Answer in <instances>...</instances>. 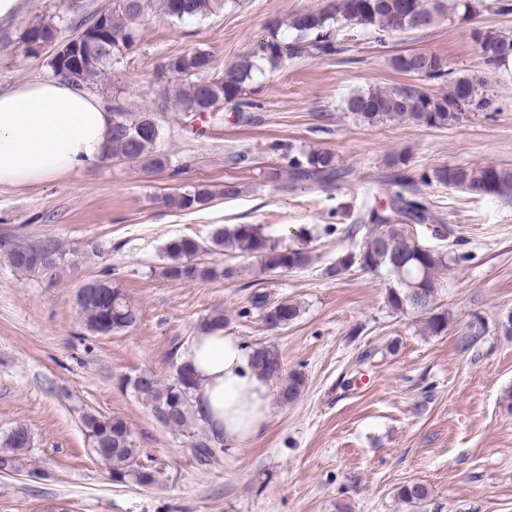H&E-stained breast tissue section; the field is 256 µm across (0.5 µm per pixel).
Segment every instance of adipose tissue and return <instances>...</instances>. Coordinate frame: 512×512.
I'll list each match as a JSON object with an SVG mask.
<instances>
[{"mask_svg":"<svg viewBox=\"0 0 512 512\" xmlns=\"http://www.w3.org/2000/svg\"><path fill=\"white\" fill-rule=\"evenodd\" d=\"M111 128V112L94 95L60 78L0 92V185L41 183L105 161ZM184 359L200 381L196 415L225 448L265 431L270 382L238 337L220 329L199 333Z\"/></svg>","mask_w":512,"mask_h":512,"instance_id":"ef3b65f1","label":"adipose tissue"}]
</instances>
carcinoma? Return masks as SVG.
Masks as SVG:
<instances>
[{
	"label": "carcinoma",
	"mask_w": 512,
	"mask_h": 512,
	"mask_svg": "<svg viewBox=\"0 0 512 512\" xmlns=\"http://www.w3.org/2000/svg\"><path fill=\"white\" fill-rule=\"evenodd\" d=\"M219 0H112V9L103 20L98 16L79 24L87 34L80 48L51 55L48 66L52 75L63 77L75 85L86 88L95 84L112 59L131 49L139 38L146 19L155 13L174 21L183 22L206 17L214 11ZM446 11L442 3L430 0H326L320 10H302L287 21L272 25L266 39L239 63L227 67L222 74L209 77L214 69L210 53L195 49L168 59L171 79L175 87L165 86L158 107L165 112L175 107L186 117L206 114L208 119L224 120V114L211 110L221 100L235 108L253 106L245 99L248 86L256 72L275 70L287 62L331 55L338 51L336 32L345 27L350 30H369L376 41L385 44L395 33L427 27L434 16ZM63 27L53 21H39L28 26L21 37L23 46L39 41L45 45L59 41ZM123 35L129 43L113 42V36ZM476 41L484 53L487 70L504 57L512 55V37L495 30L477 31ZM391 67L402 74L430 80L442 79L450 74L448 61L427 52L407 51L391 57ZM485 80L479 77H457L450 81L447 91H434L411 84L391 90L358 91L345 100V109L362 121L374 123L384 119L412 121L427 127H445L459 120L466 112L488 110L493 99L483 90ZM163 130L155 113L142 112L132 117L121 113L119 121L112 122L109 156L134 163L141 162L151 168L166 167L167 154L159 150ZM287 159L288 177L295 183H310L321 187L332 185L340 176L336 156L331 151L314 150L283 154ZM395 167L393 180L399 190L388 200H376L365 206L357 217L351 233L368 227V233L355 251H348L327 269V275L338 277L358 266L361 270L378 273L385 271L395 281L388 290L386 300L396 311H411L424 317L425 328L433 336L448 328L447 314L434 306L441 288V271L448 267L446 253L426 244L405 256L391 250L387 242L400 237V229L407 224H431L432 234L447 237V226L435 224L430 203L409 188L410 175L403 172L405 160L391 161ZM437 182L462 188L473 195L512 199V170L495 165L478 167L453 166L434 171ZM211 194L206 189L171 195L165 203L188 211L206 205ZM226 249L239 250L260 260L266 271L297 270L308 265L306 252L283 249L257 232L251 224H237L231 229L217 227L210 237V251L220 254ZM202 251L199 241L181 236L170 240L165 247L167 263L163 275L172 280L193 281L224 278L233 274L230 268L204 265L197 261ZM0 254L13 270L39 276L53 284L61 271L74 265L71 252L52 237L24 242L23 249L0 248ZM88 288L92 295L78 303L85 329L94 335L104 332L120 333L137 325L140 308L128 299L123 286L110 278L91 280ZM252 308L260 311L264 322L272 328H284L300 315L297 304L288 299H271L267 292L251 293ZM252 362L265 378L281 384L279 396L284 401L294 399L304 384L297 371L284 372L278 346L274 343L250 347ZM125 387L141 401L152 415L164 411V426L190 439H204L212 446L207 426L195 413L194 398L199 387L195 372L185 362L174 365V372L162 378L153 372L137 384L132 379ZM85 438L96 445L94 455L105 466L112 482L135 483L153 487L160 483V472L143 462L140 448L130 423L122 416H103L86 412L81 417ZM31 432L24 424H16L0 440V470L13 471L20 457L31 451ZM402 500L415 509H422L428 493L419 483L400 489Z\"/></svg>",
	"instance_id": "1"
}]
</instances>
